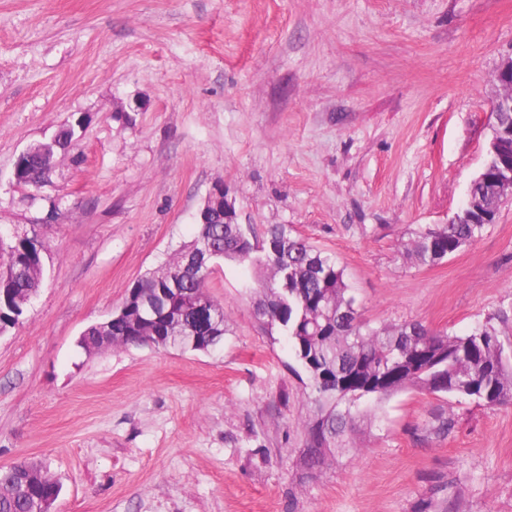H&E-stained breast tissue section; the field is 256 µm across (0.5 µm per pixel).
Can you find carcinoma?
<instances>
[{
	"label": "carcinoma",
	"mask_w": 512,
	"mask_h": 512,
	"mask_svg": "<svg viewBox=\"0 0 512 512\" xmlns=\"http://www.w3.org/2000/svg\"><path fill=\"white\" fill-rule=\"evenodd\" d=\"M65 124L45 142L28 146L18 158L17 180L37 184L50 169L55 155L75 140V127ZM468 195L485 209L498 207V195L487 184H475ZM459 214L455 224L428 225L414 231L406 243L407 255L418 265H432L474 243L486 230ZM246 236L239 224H196L194 237L182 244L158 268L132 284L158 304V311L173 304L182 310L179 325L162 317L138 323L134 312L112 321V345H154L198 349L195 336H224L228 331L224 306L207 293L209 274L186 265L187 257L217 252L216 260L259 265L265 270L257 313L268 330L288 337L295 365L290 370L305 376V394L313 406L302 425L304 463L310 469L330 466L357 451L353 435L358 420L383 400L406 389L446 394L489 408L512 403V364L501 340L512 317L500 311L463 333H435L420 322L373 327L356 320V298L345 270L329 254L286 224L269 225L254 249L240 246ZM9 271H0V289H9L4 311L18 322L24 307L37 293L43 276L46 242L28 234L13 237L7 247ZM38 472L39 490L60 492L57 481L35 461L0 468V512H30L29 495L20 477Z\"/></svg>",
	"instance_id": "1"
}]
</instances>
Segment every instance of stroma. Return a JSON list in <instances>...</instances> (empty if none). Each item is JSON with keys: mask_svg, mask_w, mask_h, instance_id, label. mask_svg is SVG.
<instances>
[{"mask_svg": "<svg viewBox=\"0 0 512 512\" xmlns=\"http://www.w3.org/2000/svg\"><path fill=\"white\" fill-rule=\"evenodd\" d=\"M510 56L512 0H0V230L49 244L0 335V467L40 462L57 512H512V405L402 392L356 456L303 469L310 404L250 265L209 278L213 351L79 345L219 183L249 235L286 224L335 257L372 324L512 312V201L437 264L402 249L464 203ZM81 116L47 180L16 184ZM75 140V126L65 124L57 131L50 141L37 142L28 146L26 153H20L14 166V172L18 181L37 184L50 169L55 155L59 151L68 149ZM13 172V174H14ZM14 176V175H13ZM15 179V176H14ZM16 183L24 184L22 182Z\"/></svg>", "mask_w": 512, "mask_h": 512, "instance_id": "35a3bbf8", "label": "stroma"}]
</instances>
